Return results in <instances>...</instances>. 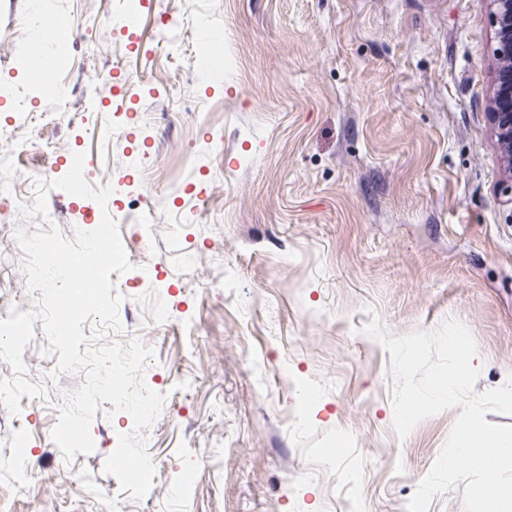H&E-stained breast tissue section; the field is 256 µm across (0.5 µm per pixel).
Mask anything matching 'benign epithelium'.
I'll return each mask as SVG.
<instances>
[{
	"label": "benign epithelium",
	"instance_id": "1",
	"mask_svg": "<svg viewBox=\"0 0 512 512\" xmlns=\"http://www.w3.org/2000/svg\"><path fill=\"white\" fill-rule=\"evenodd\" d=\"M490 2L498 26L495 56L501 62V68L489 117L503 154L504 180L501 182V195L505 204L512 205V0Z\"/></svg>",
	"mask_w": 512,
	"mask_h": 512
}]
</instances>
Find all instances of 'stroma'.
<instances>
[{
  "label": "stroma",
  "instance_id": "obj_1",
  "mask_svg": "<svg viewBox=\"0 0 512 512\" xmlns=\"http://www.w3.org/2000/svg\"><path fill=\"white\" fill-rule=\"evenodd\" d=\"M119 0H0V27L70 24L26 68L0 44V86L38 69L70 88L0 98L8 181L36 199L59 157L85 153L90 184L128 240L111 273L120 331L153 351L164 397L144 432L155 494L103 471L127 412L102 403L95 448L64 462L51 433L86 370L56 374L42 327L24 350L46 394L0 411V512H406L460 414L405 440L393 429L390 355L363 334L462 322L482 360L476 392L512 378V212L487 112L499 62L489 0H150L132 35ZM223 32L197 75L198 34ZM122 89L100 106L99 74ZM95 201L53 189L65 237ZM22 213L0 203V319L38 299L16 250Z\"/></svg>",
  "mask_w": 512,
  "mask_h": 512
}]
</instances>
